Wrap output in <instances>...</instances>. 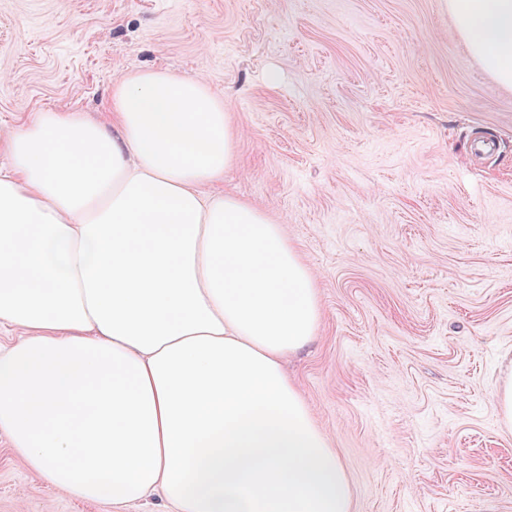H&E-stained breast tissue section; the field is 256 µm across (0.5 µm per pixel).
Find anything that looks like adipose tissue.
<instances>
[{
    "instance_id": "adipose-tissue-1",
    "label": "adipose tissue",
    "mask_w": 512,
    "mask_h": 512,
    "mask_svg": "<svg viewBox=\"0 0 512 512\" xmlns=\"http://www.w3.org/2000/svg\"><path fill=\"white\" fill-rule=\"evenodd\" d=\"M512 87V0H448ZM114 116L0 132V431L56 491L175 512H351L344 468L282 369L319 311L283 225L217 190L224 102L134 72Z\"/></svg>"
}]
</instances>
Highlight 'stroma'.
I'll return each instance as SVG.
<instances>
[{
    "mask_svg": "<svg viewBox=\"0 0 512 512\" xmlns=\"http://www.w3.org/2000/svg\"><path fill=\"white\" fill-rule=\"evenodd\" d=\"M224 101V192L285 225L316 278L284 361L352 512H512V88L448 0H0V128L107 116L138 70ZM494 153L472 157L475 138ZM0 512H146L50 487L0 432ZM497 413L501 425L512 430V369L501 380L496 391Z\"/></svg>",
    "mask_w": 512,
    "mask_h": 512,
    "instance_id": "35a3bbf8",
    "label": "stroma"
}]
</instances>
